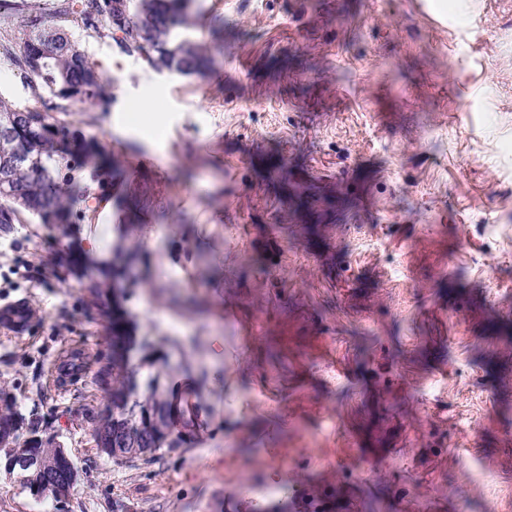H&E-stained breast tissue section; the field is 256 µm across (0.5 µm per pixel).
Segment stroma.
<instances>
[{
	"label": "stroma",
	"mask_w": 512,
	"mask_h": 512,
	"mask_svg": "<svg viewBox=\"0 0 512 512\" xmlns=\"http://www.w3.org/2000/svg\"><path fill=\"white\" fill-rule=\"evenodd\" d=\"M197 0L204 72L88 40L111 94L80 223L0 236V387L78 468L64 512H500L512 484V0ZM153 101V112L133 106ZM103 238L100 248L90 246ZM120 312L197 430L120 461L94 378ZM232 319H225V310ZM83 370L54 381L66 350ZM32 319L28 302L15 300L0 306V329L4 333L22 335Z\"/></svg>",
	"instance_id": "35a3bbf8"
}]
</instances>
